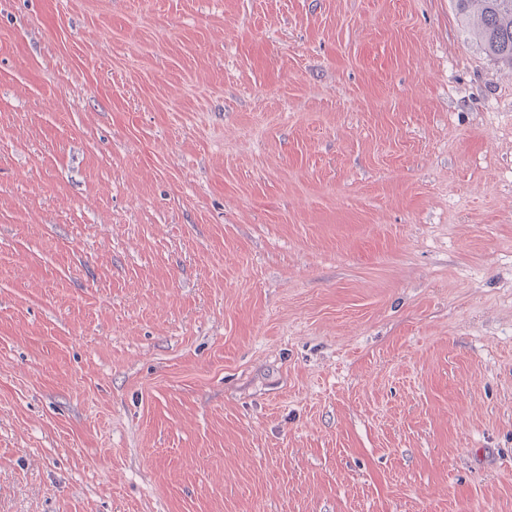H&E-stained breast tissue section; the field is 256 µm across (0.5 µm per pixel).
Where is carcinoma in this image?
<instances>
[{
    "label": "carcinoma",
    "instance_id": "carcinoma-1",
    "mask_svg": "<svg viewBox=\"0 0 512 512\" xmlns=\"http://www.w3.org/2000/svg\"><path fill=\"white\" fill-rule=\"evenodd\" d=\"M455 6L485 52L512 65V0H455Z\"/></svg>",
    "mask_w": 512,
    "mask_h": 512
}]
</instances>
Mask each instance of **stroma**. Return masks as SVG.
Wrapping results in <instances>:
<instances>
[{
  "instance_id": "stroma-1",
  "label": "stroma",
  "mask_w": 512,
  "mask_h": 512,
  "mask_svg": "<svg viewBox=\"0 0 512 512\" xmlns=\"http://www.w3.org/2000/svg\"><path fill=\"white\" fill-rule=\"evenodd\" d=\"M0 512H512L453 0H0Z\"/></svg>"
}]
</instances>
